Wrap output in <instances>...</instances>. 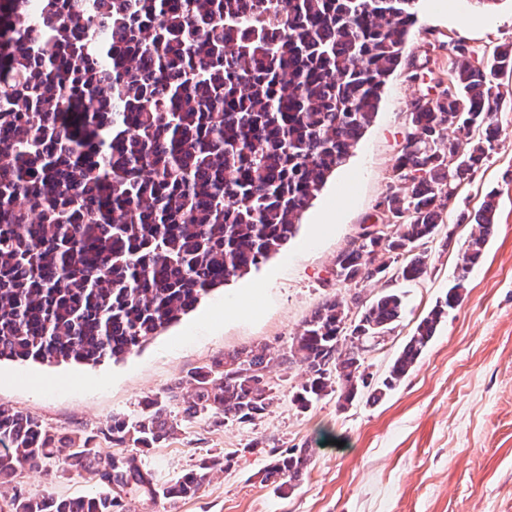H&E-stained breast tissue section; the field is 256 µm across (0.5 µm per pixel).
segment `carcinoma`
I'll return each instance as SVG.
<instances>
[{"label": "carcinoma", "mask_w": 512, "mask_h": 512, "mask_svg": "<svg viewBox=\"0 0 512 512\" xmlns=\"http://www.w3.org/2000/svg\"><path fill=\"white\" fill-rule=\"evenodd\" d=\"M418 0H0V360L119 359L293 238L306 209L378 111L402 64ZM448 88L411 104L406 149L394 164L408 192L385 198L388 233L336 256L339 282L427 274L421 246L444 201L497 140L512 46L488 67L451 49ZM467 136L449 138L448 130ZM479 131L478 140L470 133ZM496 194L474 215L457 283L420 321L383 379L413 367L497 228ZM360 307L347 324L350 305ZM402 299L337 294L304 323L287 352L265 349L192 372L189 417L245 422L272 404L269 364L300 363L302 408L338 384L353 401L369 386L364 347L385 340ZM172 388L135 420L116 416L115 444L144 448L173 428ZM0 480L57 461L62 439L0 404ZM94 480V495L14 498L10 512H120L121 494L169 502L195 494L208 464L160 487L105 455L86 434L59 460ZM310 464L279 455L264 479L284 495Z\"/></svg>", "instance_id": "cac0c4a2"}]
</instances>
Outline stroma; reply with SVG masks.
Listing matches in <instances>:
<instances>
[{"mask_svg":"<svg viewBox=\"0 0 512 512\" xmlns=\"http://www.w3.org/2000/svg\"><path fill=\"white\" fill-rule=\"evenodd\" d=\"M458 13L440 14L418 0L406 65L390 75L378 112L304 212L298 231L276 255L203 297L196 308L120 359L97 364L0 361V403L39 420L65 439L95 432L104 452L135 459L156 483L212 468L199 491L174 503L127 495L125 512H512V74L499 76L500 135L484 165L457 190L424 246L428 272L420 280L376 278L352 284L370 300L395 291L403 311L391 335L363 354L369 388L350 404L328 394L300 408L306 380L300 364L270 365L273 405L254 420L214 424L184 414L193 387L188 376L225 354L267 347L286 352L305 321L342 291L333 273L360 225L379 218L398 190L393 166L411 104L425 84L408 70L447 80L450 47L467 44L479 62L512 43V0L490 8L457 0ZM496 192L497 229L482 264L469 274L460 304L411 371L380 400L370 397L418 323L444 297L458 274V257L475 227L458 223ZM240 297L232 312L225 301ZM180 386L169 402L173 433L144 449L113 444V417H137L147 398ZM307 448L311 463L285 496L265 482L270 453ZM93 490L63 472L18 471L0 498H70Z\"/></svg>","mask_w":512,"mask_h":512,"instance_id":"stroma-1","label":"stroma"}]
</instances>
